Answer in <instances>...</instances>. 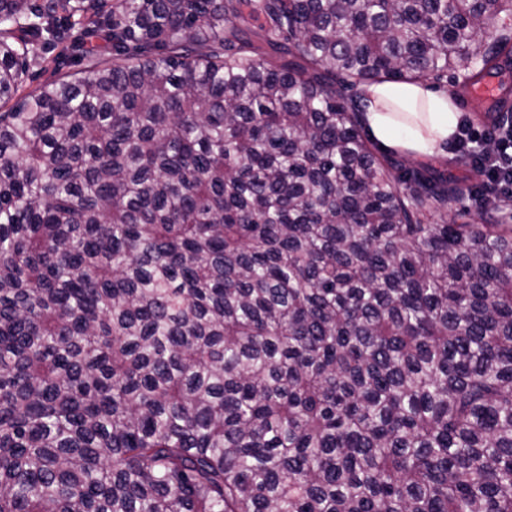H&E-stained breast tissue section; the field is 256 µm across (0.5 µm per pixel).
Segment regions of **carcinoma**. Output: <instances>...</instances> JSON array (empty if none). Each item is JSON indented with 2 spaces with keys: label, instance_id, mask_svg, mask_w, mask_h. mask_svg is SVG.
<instances>
[{
  "label": "carcinoma",
  "instance_id": "1",
  "mask_svg": "<svg viewBox=\"0 0 512 512\" xmlns=\"http://www.w3.org/2000/svg\"><path fill=\"white\" fill-rule=\"evenodd\" d=\"M503 16L0 0V512H512V195L357 92L511 67ZM56 53L48 54L47 59L34 66L31 71L33 72V79L30 84V88H35L44 83L55 80L58 76L65 72H77L82 66L74 63L73 59H69L66 65L58 67L54 62L53 58Z\"/></svg>",
  "mask_w": 512,
  "mask_h": 512
}]
</instances>
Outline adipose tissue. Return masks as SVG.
<instances>
[{
	"label": "adipose tissue",
	"instance_id": "obj_1",
	"mask_svg": "<svg viewBox=\"0 0 512 512\" xmlns=\"http://www.w3.org/2000/svg\"><path fill=\"white\" fill-rule=\"evenodd\" d=\"M364 123L382 149L417 157L442 154L454 136L458 109L453 96L416 83L363 86Z\"/></svg>",
	"mask_w": 512,
	"mask_h": 512
}]
</instances>
